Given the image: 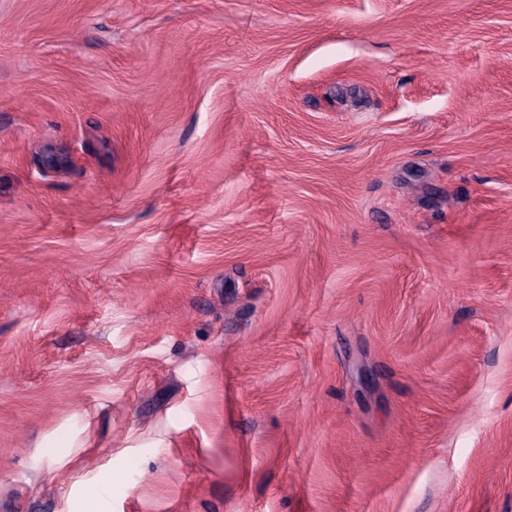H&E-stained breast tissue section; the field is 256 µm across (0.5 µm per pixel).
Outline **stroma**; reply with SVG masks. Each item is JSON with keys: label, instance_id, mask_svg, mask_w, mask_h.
<instances>
[{"label": "stroma", "instance_id": "stroma-1", "mask_svg": "<svg viewBox=\"0 0 512 512\" xmlns=\"http://www.w3.org/2000/svg\"><path fill=\"white\" fill-rule=\"evenodd\" d=\"M93 499L512 512V0H0V512Z\"/></svg>", "mask_w": 512, "mask_h": 512}]
</instances>
